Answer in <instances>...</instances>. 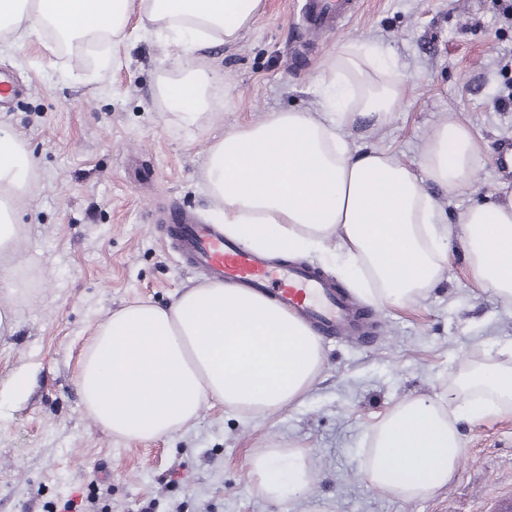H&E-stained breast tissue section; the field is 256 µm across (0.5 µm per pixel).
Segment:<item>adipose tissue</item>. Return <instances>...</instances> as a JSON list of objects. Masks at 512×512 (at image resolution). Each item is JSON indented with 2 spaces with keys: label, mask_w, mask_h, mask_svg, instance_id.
Masks as SVG:
<instances>
[{
  "label": "adipose tissue",
  "mask_w": 512,
  "mask_h": 512,
  "mask_svg": "<svg viewBox=\"0 0 512 512\" xmlns=\"http://www.w3.org/2000/svg\"><path fill=\"white\" fill-rule=\"evenodd\" d=\"M261 9L262 0H0V34L116 36L134 15L147 34L185 48L194 39L235 41ZM174 69L161 92L192 128L210 109L215 74L181 55ZM319 86L317 110L276 112L210 145L203 180L225 236L272 257L333 262L342 280L384 306L424 299L460 253L475 283L512 305V192L469 206L452 224L426 188L451 195L473 184L482 167L473 133L445 115L415 168L388 150L355 146L348 130L385 127L403 95L402 81L363 42L340 46ZM34 168L25 143L0 128V287L11 295L25 286L10 261ZM501 352L504 361L474 364L444 395L405 400L372 427L363 463L372 487L413 500L447 484L463 454L459 422L512 410V342ZM323 364L320 340L274 300L205 281L169 306L112 313L83 353L78 386L105 430L149 441L188 428L209 402L246 418L288 407ZM248 468L273 501L295 498L314 479L301 448L259 450Z\"/></svg>",
  "instance_id": "adipose-tissue-1"
}]
</instances>
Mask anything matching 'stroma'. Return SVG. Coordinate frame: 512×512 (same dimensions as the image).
<instances>
[{"label":"stroma","instance_id":"obj_1","mask_svg":"<svg viewBox=\"0 0 512 512\" xmlns=\"http://www.w3.org/2000/svg\"><path fill=\"white\" fill-rule=\"evenodd\" d=\"M296 0H264L232 44L190 55L215 69L212 117L187 129L161 95L179 49L128 23L119 39L65 49L36 34L0 37V71L23 92L0 126L37 160L20 204L13 258L27 286L16 327L0 336V512H58L91 494L102 512H489L512 489V412L461 423V463L448 485L406 501L361 471L371 426L402 400L442 393L473 362L500 360L512 306L473 281L462 258L442 286L402 308L371 305L372 343L326 339L325 362L302 402L253 419L205 405L188 429L141 441L97 425L77 389L81 355L120 307L166 305L196 271L163 241V216L181 208L209 219L202 174L208 149L233 125L315 110L316 77L343 44L374 42L399 72L404 97L386 127L350 130L357 145L418 166L449 113L474 134L485 164L476 185L448 196L449 219L485 199L512 143V13L502 0H360L325 34L306 32ZM28 386L17 391L16 379ZM303 448L315 477L293 500L265 499L248 477L263 448Z\"/></svg>","mask_w":512,"mask_h":512}]
</instances>
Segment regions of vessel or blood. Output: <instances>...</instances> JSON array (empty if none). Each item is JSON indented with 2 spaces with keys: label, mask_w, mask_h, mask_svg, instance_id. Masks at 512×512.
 <instances>
[{
  "label": "vessel or blood",
  "mask_w": 512,
  "mask_h": 512,
  "mask_svg": "<svg viewBox=\"0 0 512 512\" xmlns=\"http://www.w3.org/2000/svg\"><path fill=\"white\" fill-rule=\"evenodd\" d=\"M311 30L325 32L354 13V0H304ZM166 233L188 263L210 278L243 286L274 299L318 336L370 339L369 315L360 304L305 267L273 263L227 239L210 224H199L181 209L172 210Z\"/></svg>",
  "instance_id": "b4317fda"
}]
</instances>
